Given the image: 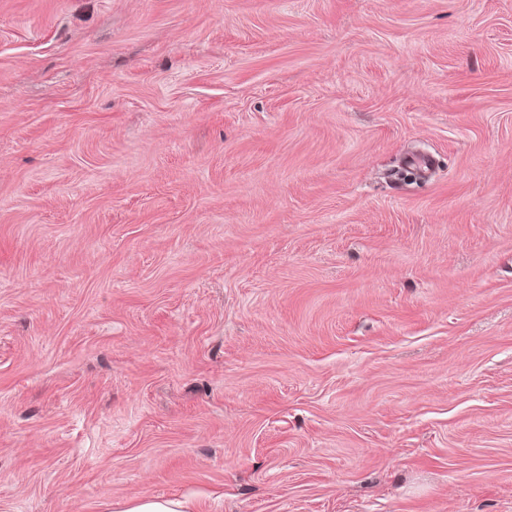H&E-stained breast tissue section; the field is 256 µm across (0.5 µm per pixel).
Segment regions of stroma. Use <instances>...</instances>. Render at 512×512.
Returning <instances> with one entry per match:
<instances>
[{"mask_svg":"<svg viewBox=\"0 0 512 512\" xmlns=\"http://www.w3.org/2000/svg\"><path fill=\"white\" fill-rule=\"evenodd\" d=\"M143 496L512 512V0H0V512Z\"/></svg>","mask_w":512,"mask_h":512,"instance_id":"35a3bbf8","label":"stroma"}]
</instances>
